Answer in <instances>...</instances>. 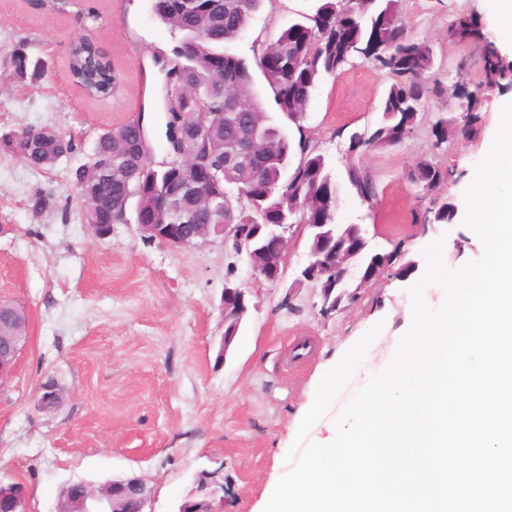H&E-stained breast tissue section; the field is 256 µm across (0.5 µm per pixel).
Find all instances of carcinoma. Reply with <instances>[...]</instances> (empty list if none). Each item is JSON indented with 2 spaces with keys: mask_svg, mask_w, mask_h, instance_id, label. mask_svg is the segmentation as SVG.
Wrapping results in <instances>:
<instances>
[{
  "mask_svg": "<svg viewBox=\"0 0 512 512\" xmlns=\"http://www.w3.org/2000/svg\"><path fill=\"white\" fill-rule=\"evenodd\" d=\"M262 0H152L157 20L181 34L167 57L173 74L167 90L166 114L182 113L206 120L208 132L187 147L196 163L216 165L224 160V145L241 143L253 159L224 172L206 198L187 176L174 180L175 160L155 165L142 153L147 136L142 123L129 122L103 129L94 140L87 161L70 171L79 199L83 221L93 223L94 211L112 212V223H128L125 202L136 196L165 199L163 219L167 224H209L211 210L224 207L226 224H303L300 212H292L298 199L325 208L322 219L332 224L339 238L350 224L335 223L336 183L326 157L304 131L303 122L313 92L326 77L334 76L353 58L388 73L392 83L381 102V120L350 134L348 149L358 155L384 149L411 134L419 123L420 111L432 97L447 95L437 79H429L434 66L432 48L414 40L403 21V0H314L312 12L283 28L270 42L280 54L278 69L265 66L267 50L254 57V64L231 50L248 26ZM450 37L469 44L481 41L480 29L466 17L454 21ZM486 88L502 87L512 79V63L502 59L489 45L483 47ZM221 58L224 67H213ZM3 64L15 82L40 80L47 63L20 42L5 53ZM256 67L273 92L275 107L295 127L290 134L272 123L264 103L254 89L251 67ZM69 72L84 96L97 99L112 94L119 75L112 61L90 41L73 40L69 49ZM481 102L464 98L463 127L480 120ZM0 151L18 153L29 165L52 170L62 160L80 151L76 141L51 127L42 128L39 140L28 145L24 138L0 139ZM452 176L429 160L418 162L410 172L411 182L429 193ZM350 188L364 202L378 197L376 181L360 168L347 170ZM29 210L35 216L56 208L53 196L37 192ZM457 214L455 204L444 198L432 201L421 216L423 224H449ZM378 264L399 278L410 275L413 261L397 248L382 256ZM83 512H112V496L89 498Z\"/></svg>",
  "mask_w": 512,
  "mask_h": 512,
  "instance_id": "obj_1",
  "label": "carcinoma"
}]
</instances>
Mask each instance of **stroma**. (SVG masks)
Listing matches in <instances>:
<instances>
[{"label": "stroma", "instance_id": "obj_1", "mask_svg": "<svg viewBox=\"0 0 512 512\" xmlns=\"http://www.w3.org/2000/svg\"><path fill=\"white\" fill-rule=\"evenodd\" d=\"M313 0H263L234 51L253 59L282 28L309 12ZM100 15L94 35L119 74L112 97L82 95L67 72L79 28L72 15H47L26 0H0V54L19 39L48 64L35 86L4 85L0 65V133L51 126L80 141L84 162L98 131L144 115L153 163L166 158L164 79L153 57L170 52L177 34L158 22L151 0H86ZM475 17L496 41L491 0H404L410 35L430 44L434 78L480 93V120L468 135L461 110L447 97L426 103V119L401 142L353 156L349 132L374 124L392 82L356 58L316 88L304 121L328 156L338 187L336 221L365 224L370 247L405 250L423 261L431 239L444 236L448 266L481 249L460 223L423 225L430 207L407 174L428 159L452 171L440 196L460 202L474 167L490 147L500 105L512 84L484 92L480 51L448 36L452 21ZM444 113L452 133L435 147L431 114ZM379 186L374 205L350 190L349 165ZM52 192L56 209L33 217L28 200ZM308 261L306 237L292 240L283 281L258 279L222 240L176 248L144 239L135 223L97 238L83 224L67 164L40 171L0 153V301L22 306L28 342L14 374L0 383V478L23 482L27 512H56L61 489L124 476L144 480L152 512H177L195 475L224 470V512H263L290 465L286 454L309 409L320 373L371 327L382 330L366 358L386 366L408 329L411 280L382 273L369 282L352 274V298L321 310L320 291L296 285ZM248 289L250 309L230 350H223L225 284ZM64 392L54 411L36 403L39 384Z\"/></svg>", "mask_w": 512, "mask_h": 512}]
</instances>
